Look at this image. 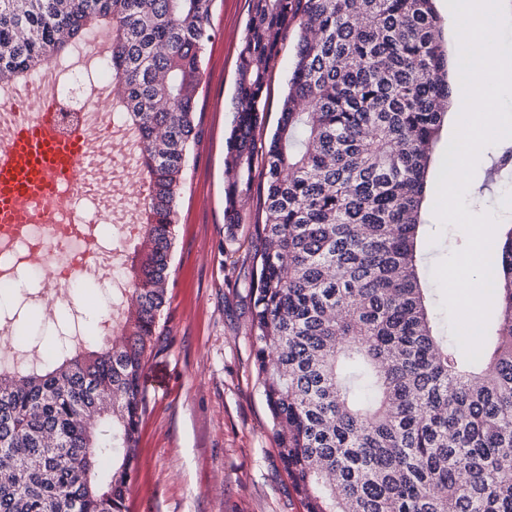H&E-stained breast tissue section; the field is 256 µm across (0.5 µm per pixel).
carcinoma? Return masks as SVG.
I'll return each instance as SVG.
<instances>
[{
    "label": "carcinoma",
    "mask_w": 512,
    "mask_h": 512,
    "mask_svg": "<svg viewBox=\"0 0 512 512\" xmlns=\"http://www.w3.org/2000/svg\"><path fill=\"white\" fill-rule=\"evenodd\" d=\"M212 4L0 0V83L92 31L109 38L146 179L130 303L112 310L121 343L64 336L60 362L0 365V512H130ZM290 32L288 89L258 150L266 78ZM451 97L434 0H250L224 223L258 197L257 381L305 512H512V227L477 362L435 334L418 274L429 146Z\"/></svg>",
    "instance_id": "carcinoma-1"
}]
</instances>
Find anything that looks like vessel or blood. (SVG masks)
<instances>
[{"mask_svg":"<svg viewBox=\"0 0 512 512\" xmlns=\"http://www.w3.org/2000/svg\"><path fill=\"white\" fill-rule=\"evenodd\" d=\"M15 109L20 117L0 145V225L48 224L55 213L56 185L76 176L89 134L79 128L59 137L51 99H41L34 112L21 101Z\"/></svg>","mask_w":512,"mask_h":512,"instance_id":"obj_1","label":"vessel or blood"}]
</instances>
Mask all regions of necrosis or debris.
<instances>
[{
	"instance_id": "1",
	"label": "necrosis or debris",
	"mask_w": 512,
	"mask_h": 512,
	"mask_svg": "<svg viewBox=\"0 0 512 512\" xmlns=\"http://www.w3.org/2000/svg\"><path fill=\"white\" fill-rule=\"evenodd\" d=\"M107 54H100L89 69L52 64V80L44 82L35 73L19 83L0 84V143L6 139L17 114L15 101L41 99L51 94L58 107L62 126L85 123L90 128L91 148L79 165L73 183L61 186L60 205L53 224H31L17 236H0V290L15 288L21 270L30 269L36 259L47 261L45 280L49 287L72 288L95 276L105 257L111 256L113 237L131 231L137 202L113 194L102 173L119 162L124 174L136 173L137 157L125 145L124 126L101 113L93 103L100 88L110 84ZM90 202L101 222L85 220L79 202Z\"/></svg>"
}]
</instances>
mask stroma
<instances>
[{
	"label": "stroma",
	"mask_w": 512,
	"mask_h": 512,
	"mask_svg": "<svg viewBox=\"0 0 512 512\" xmlns=\"http://www.w3.org/2000/svg\"><path fill=\"white\" fill-rule=\"evenodd\" d=\"M248 7V0H215L212 10L214 36L196 105L199 135L178 199L163 349L143 375L149 407L141 425L132 512H303L256 381L250 285L253 227L262 221L257 201L242 204L243 221L235 230L224 224V156ZM293 52V43L284 44L268 75L257 144L266 143L277 126ZM458 117L449 110L433 144L417 236L420 276L445 332L450 325L432 270L467 238L454 225H439L433 209ZM498 156L494 149L478 160L464 202L472 213L490 211L500 224H512V169H496ZM108 294L97 281L45 292L42 305L27 312L21 332L0 331V360L23 336L51 348L58 317L71 309L82 310L87 326H94L91 303Z\"/></svg>",
	"instance_id": "35a3bbf8"
}]
</instances>
